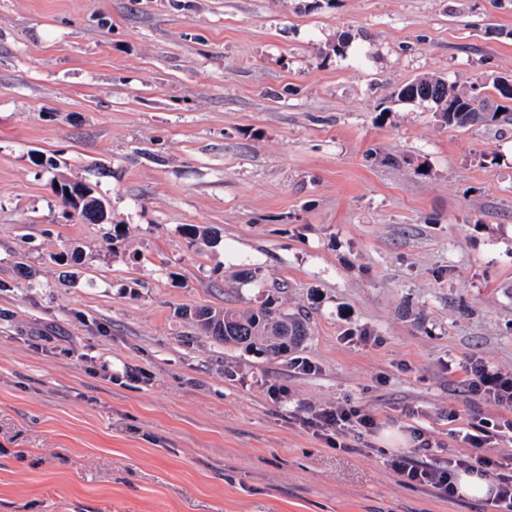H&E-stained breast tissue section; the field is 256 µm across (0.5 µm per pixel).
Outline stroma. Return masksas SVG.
Returning <instances> with one entry per match:
<instances>
[{"instance_id": "1", "label": "stroma", "mask_w": 512, "mask_h": 512, "mask_svg": "<svg viewBox=\"0 0 512 512\" xmlns=\"http://www.w3.org/2000/svg\"><path fill=\"white\" fill-rule=\"evenodd\" d=\"M431 75L512 76V0H0V512H496L382 452L512 418L462 369L512 371V126L394 98ZM268 298L296 351L182 314ZM77 184H80V183H72L70 184V188H69V194H70V197L73 201H75V203L67 196L66 194V188L69 187V185L63 183L60 185V188L58 189V194L61 196V200L62 202L67 206L69 205L71 208L73 209H78V211L81 209V211L83 212L84 210H86L87 207H93V206H98V209L101 211L102 213V217H104L105 214V207H104V204H103V201L98 198V197H95V196H91L90 197V200L88 203H83L82 205V202L84 201H88V198H89V194H86L83 190H82V184H80V186H76ZM72 189L74 190L73 191V194L72 193ZM82 196H84V198H82ZM81 205H82V208H81ZM306 422L316 428V432H319L327 443L336 445V448L345 447L338 441V437L347 431L367 434L377 427V419L374 415L362 412L350 403L337 404L334 407L313 412Z\"/></svg>"}]
</instances>
